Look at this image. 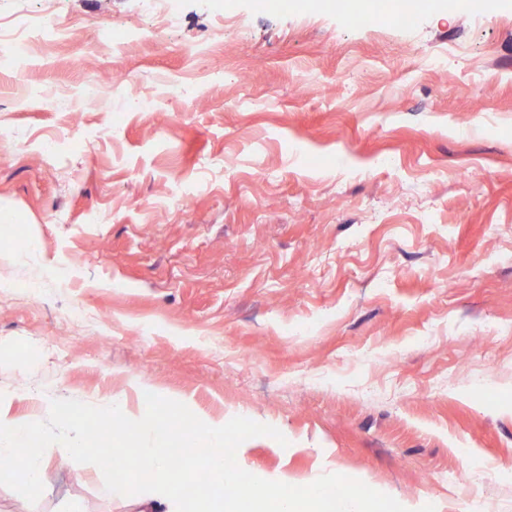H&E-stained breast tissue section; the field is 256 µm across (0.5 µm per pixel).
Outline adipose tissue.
I'll return each mask as SVG.
<instances>
[{"label": "adipose tissue", "instance_id": "adipose-tissue-1", "mask_svg": "<svg viewBox=\"0 0 512 512\" xmlns=\"http://www.w3.org/2000/svg\"><path fill=\"white\" fill-rule=\"evenodd\" d=\"M113 421L129 423L138 439L143 440L136 477L149 492L136 501V512H155L156 501H175L178 487L199 469L212 475L213 491L198 499L190 512H336L340 501L339 481L310 480L304 497H294L287 482H268L259 473L244 467L238 457L228 456L230 446L224 436V423L216 419L198 421L183 441L192 453L183 460L181 471L169 466L171 456L166 443L170 426L158 422L152 412L129 417L121 397H113L110 407ZM80 444L68 439L47 441L32 428L0 413V460L12 465L14 483L36 488L51 479L48 462L54 457L81 455ZM239 487L237 497L224 495V487Z\"/></svg>", "mask_w": 512, "mask_h": 512}]
</instances>
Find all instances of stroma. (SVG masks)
<instances>
[{"mask_svg":"<svg viewBox=\"0 0 512 512\" xmlns=\"http://www.w3.org/2000/svg\"><path fill=\"white\" fill-rule=\"evenodd\" d=\"M46 14L67 38L0 69V411L88 451L0 512H126L90 432L116 395L250 424L240 457L298 494L512 512V0L407 27L181 0L159 39L148 0H0Z\"/></svg>","mask_w":512,"mask_h":512,"instance_id":"35a3bbf8","label":"stroma"}]
</instances>
